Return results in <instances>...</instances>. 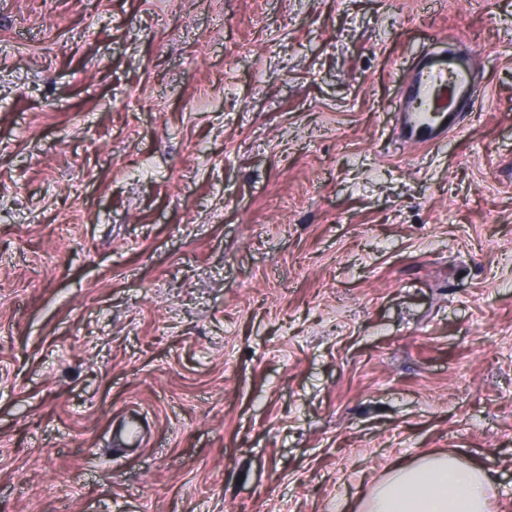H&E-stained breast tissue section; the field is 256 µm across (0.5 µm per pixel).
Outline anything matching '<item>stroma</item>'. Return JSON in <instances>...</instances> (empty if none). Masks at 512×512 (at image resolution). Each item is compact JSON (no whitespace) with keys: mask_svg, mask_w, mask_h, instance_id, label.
<instances>
[{"mask_svg":"<svg viewBox=\"0 0 512 512\" xmlns=\"http://www.w3.org/2000/svg\"><path fill=\"white\" fill-rule=\"evenodd\" d=\"M434 33L479 85L405 145ZM437 451L512 512V0H0V512H352Z\"/></svg>","mask_w":512,"mask_h":512,"instance_id":"1","label":"stroma"}]
</instances>
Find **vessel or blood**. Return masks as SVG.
Instances as JSON below:
<instances>
[{"mask_svg":"<svg viewBox=\"0 0 512 512\" xmlns=\"http://www.w3.org/2000/svg\"><path fill=\"white\" fill-rule=\"evenodd\" d=\"M475 95V74L463 57L426 54L410 70L395 113L405 141L431 145L445 138Z\"/></svg>","mask_w":512,"mask_h":512,"instance_id":"vessel-or-blood-1","label":"vessel or blood"}]
</instances>
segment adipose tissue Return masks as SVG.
Instances as JSON below:
<instances>
[{
  "label": "adipose tissue",
  "mask_w": 512,
  "mask_h": 512,
  "mask_svg": "<svg viewBox=\"0 0 512 512\" xmlns=\"http://www.w3.org/2000/svg\"><path fill=\"white\" fill-rule=\"evenodd\" d=\"M492 478L488 469L437 454L410 464H395L375 485L361 512H487Z\"/></svg>",
  "instance_id": "adipose-tissue-1"
}]
</instances>
